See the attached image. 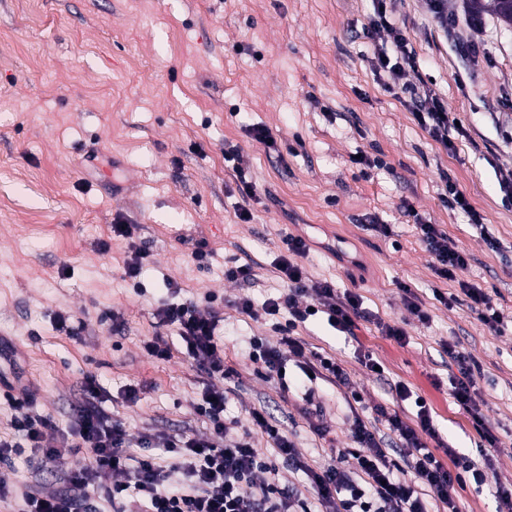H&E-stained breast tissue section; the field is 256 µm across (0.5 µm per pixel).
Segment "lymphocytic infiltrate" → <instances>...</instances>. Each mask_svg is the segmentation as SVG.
I'll use <instances>...</instances> for the list:
<instances>
[{
    "mask_svg": "<svg viewBox=\"0 0 512 512\" xmlns=\"http://www.w3.org/2000/svg\"><path fill=\"white\" fill-rule=\"evenodd\" d=\"M409 107L430 137L445 149H453L451 136L455 122L450 121L443 100L430 92H412ZM418 238L432 260L435 274L445 280L458 276L471 264L470 255L449 248L448 236L440 225L415 219ZM286 256L275 268L288 291L286 294L255 305L247 296L234 305L250 318L259 315L279 317L275 329L278 344L257 338L251 344L248 359L255 372L265 380L284 383V353L299 358L303 374L339 386L348 385V374L335 357L320 353L307 356L306 347L296 336L298 324L311 313L325 315L327 322L343 332H352L362 317V300L352 291H338L335 283L309 279L302 263L310 247L299 236H286ZM460 282V295L445 298V305L464 301L491 333L504 330V314L493 305L483 288ZM173 294L171 302L158 305L155 316L159 325L174 327L183 355L204 372L208 383L202 401L196 407L209 425L208 436L190 434L159 435L158 439L174 459L164 465L151 454L132 457L131 435L124 423L112 418L99 403L100 387L94 377L84 384L88 398L78 409L75 424L67 433H57L50 418L33 414L29 391L9 396L14 411L16 439L0 440V460L31 448L42 464L53 465L62 474L65 488L59 492L26 493V512H100L99 502L111 505L112 512H459L456 488L465 482L483 486L486 470L492 465L490 455L481 463L449 451L452 466H445L429 447L437 433L428 404H419L415 418L401 415L388 405L371 408L370 418L354 415L350 425L355 445L352 467H344L343 454L318 469L305 465L286 425L251 408L246 419H227V391L221 383L230 376L224 366V338L219 332L220 319L215 313H202L194 301H176L181 288L166 281ZM311 305H303V298ZM449 357L458 374L451 380L450 395L481 428L488 446L497 437L487 428L480 408L481 392L475 359L456 347H449ZM385 426L403 450L402 461H395L383 448L377 426ZM267 441L272 453L261 452L259 441ZM89 457L77 458L79 449ZM304 472V487L289 488L279 479L281 463Z\"/></svg>",
    "mask_w": 512,
    "mask_h": 512,
    "instance_id": "lymphocytic-infiltrate-1",
    "label": "lymphocytic infiltrate"
}]
</instances>
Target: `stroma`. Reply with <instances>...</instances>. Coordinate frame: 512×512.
<instances>
[{
	"instance_id": "obj_1",
	"label": "stroma",
	"mask_w": 512,
	"mask_h": 512,
	"mask_svg": "<svg viewBox=\"0 0 512 512\" xmlns=\"http://www.w3.org/2000/svg\"><path fill=\"white\" fill-rule=\"evenodd\" d=\"M377 2L0 0V338L18 354L34 414L69 431L91 375L102 408L132 435L207 434L195 413L206 376L180 353L160 360L141 347L158 334L178 341L154 318L168 278L180 285V300L224 301L220 331L235 371L225 382L227 416L264 406L286 422L303 461L326 465L330 448L351 444L343 390L314 383L330 429L318 437L303 412L300 371L289 367L283 390L247 359L253 337L278 340L273 317L255 320L233 305L242 295L259 306L284 293L273 262L284 235H301L312 244L303 260L309 279L356 292L408 340L397 344L362 319L347 336L317 317L296 336L341 361L367 404L390 402L397 383L425 398L439 431L437 457L449 448L478 455L480 434L449 394L458 369L445 343L477 361L481 409L498 442L486 484H467L456 500L459 512H495L496 488L512 486V327L491 334L466 306L439 302L459 294L460 281L435 275L403 208L441 225L449 248L472 258L461 281L484 288L512 317V205L499 185L512 170V26L447 0L449 20L470 23L461 37L477 47L470 57L430 0H390V28L374 42L364 30ZM398 34L414 49L415 68L374 69V44L392 46ZM406 83L430 88L466 127L455 150L418 124L401 92ZM255 126L271 132L276 150L251 140ZM228 145L238 148L255 199L242 198L225 168ZM91 151L100 171L86 161ZM358 152L384 158L386 168L362 176L349 162ZM447 175L483 215L482 227L444 205ZM242 207L251 221L239 219ZM375 217L391 236L372 229ZM118 220L137 225L135 240L147 251L146 295L123 277L126 243L112 236ZM199 246L210 254L203 268L192 256ZM231 262L251 264L254 283L226 279ZM407 287L429 324L408 312ZM60 312L69 315L63 329ZM360 350L382 375L358 362ZM0 480L13 488L0 512H22L25 491L64 487L60 472L29 451L0 461Z\"/></svg>"
}]
</instances>
